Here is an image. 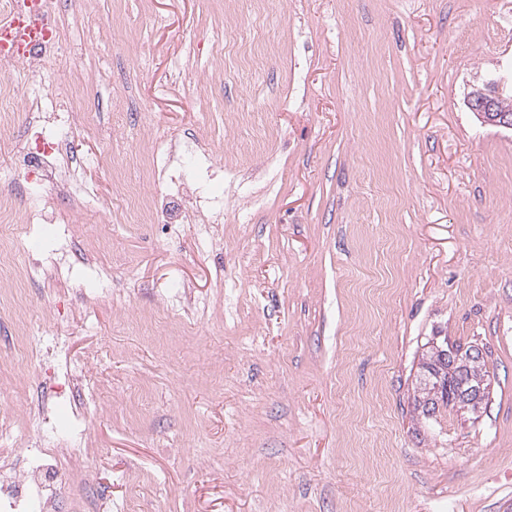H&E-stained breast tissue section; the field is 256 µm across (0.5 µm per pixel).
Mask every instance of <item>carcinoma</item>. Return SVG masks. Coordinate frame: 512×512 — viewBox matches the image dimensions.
<instances>
[{"mask_svg": "<svg viewBox=\"0 0 512 512\" xmlns=\"http://www.w3.org/2000/svg\"><path fill=\"white\" fill-rule=\"evenodd\" d=\"M414 386L415 410L424 424H440L449 410L462 409L476 414L487 406L489 395L478 394L480 382L487 377L486 361H462L451 364L446 339L424 344Z\"/></svg>", "mask_w": 512, "mask_h": 512, "instance_id": "cac0c4a2", "label": "carcinoma"}]
</instances>
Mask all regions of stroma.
Here are the masks:
<instances>
[{"label":"stroma","instance_id":"obj_1","mask_svg":"<svg viewBox=\"0 0 512 512\" xmlns=\"http://www.w3.org/2000/svg\"><path fill=\"white\" fill-rule=\"evenodd\" d=\"M63 3L44 78L98 69L82 96L112 103L73 153L95 189L76 236L26 223L25 113L0 127V337L51 342L37 317L61 308L93 368L88 439L48 406L47 447L74 448L60 512H512V132L465 106L512 74V0ZM219 53L223 84L199 81ZM148 128L209 143L203 198L235 171L223 251L116 197ZM31 246L58 260L42 288ZM434 336L483 349L491 386L432 431L411 383ZM41 375L0 354L12 401Z\"/></svg>","mask_w":512,"mask_h":512}]
</instances>
